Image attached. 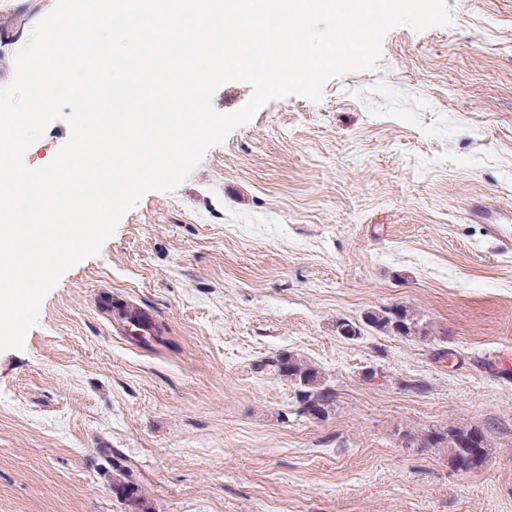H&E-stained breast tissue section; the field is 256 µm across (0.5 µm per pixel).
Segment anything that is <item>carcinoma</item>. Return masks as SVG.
<instances>
[{
    "mask_svg": "<svg viewBox=\"0 0 512 512\" xmlns=\"http://www.w3.org/2000/svg\"><path fill=\"white\" fill-rule=\"evenodd\" d=\"M364 325L393 336L423 340L426 331L409 307L395 304L369 311ZM276 374L297 388L299 413L311 418L325 415L326 407L333 404L335 392L324 385L319 369L311 362L289 352L264 361ZM408 448H440L448 456V464L456 470L477 468V462L490 455L489 441L483 429L476 425L446 426L424 434L404 436ZM101 452L112 456V493L124 505V512H151L147 499L130 469L120 464L121 456L112 448Z\"/></svg>",
    "mask_w": 512,
    "mask_h": 512,
    "instance_id": "1",
    "label": "carcinoma"
}]
</instances>
